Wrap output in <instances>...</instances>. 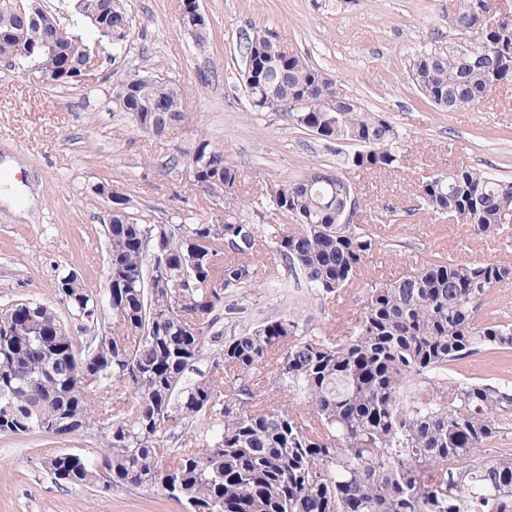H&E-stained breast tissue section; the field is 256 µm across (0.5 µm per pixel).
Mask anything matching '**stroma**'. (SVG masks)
<instances>
[{
    "mask_svg": "<svg viewBox=\"0 0 512 512\" xmlns=\"http://www.w3.org/2000/svg\"><path fill=\"white\" fill-rule=\"evenodd\" d=\"M458 0H199L207 20L204 44L179 24L181 0H122L133 19L121 49L99 39L93 80L63 89L0 62V180L19 187L0 200V305L32 299L54 308L78 347L93 332L55 291L58 272L76 269L88 288L106 285L107 254L100 221L103 200L93 189L112 183L130 197L146 224H204L213 205L187 171L199 140L224 151L240 173L233 215L259 232L282 223L269 193L313 166L335 168L336 156L279 112L251 111L242 82L240 38L254 27L275 32L309 63L400 133L399 170L346 171L361 207L356 223L383 239L350 287L315 295L285 265L258 255V285L242 289L241 313L221 320L225 339L282 313L321 336L345 335L372 282H392L431 256L512 264V223L494 237L475 234L425 210V178L461 166L512 180V85L475 107L444 112L417 92L412 58L444 48L459 33L449 22ZM162 73L184 90L181 123L155 138L136 130L113 101L117 86ZM396 208L394 224L372 220L374 207ZM89 429L67 439L33 432L0 435V512H184L160 490L113 489L109 496L60 486L44 471L59 451H100Z\"/></svg>",
    "mask_w": 512,
    "mask_h": 512,
    "instance_id": "stroma-1",
    "label": "stroma"
}]
</instances>
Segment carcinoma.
Instances as JSON below:
<instances>
[{
    "mask_svg": "<svg viewBox=\"0 0 512 512\" xmlns=\"http://www.w3.org/2000/svg\"><path fill=\"white\" fill-rule=\"evenodd\" d=\"M100 5L113 17L124 13L120 0H75L73 9L88 23ZM498 8V0H460L465 51L453 42L413 59L412 81L436 108L474 106L512 83V31L484 22ZM33 26L61 53L13 37ZM270 35L243 33L242 57L259 55ZM86 45L51 12L0 0V61L9 67L64 87L59 71L79 62ZM323 75L294 52L287 67L267 69L252 96L263 99L276 88L277 105L254 111L288 114L336 153L338 169L311 167L275 189L282 199L276 211L293 228L272 232L268 242L292 274L330 295L356 278L378 246L376 235L355 223L357 212L341 208L356 194L341 169L394 170L402 155L396 127L350 95L328 108ZM137 89L125 111H147L156 135L184 119L183 112L149 111L184 97L173 80L149 79ZM195 151L210 159L199 182L224 203L235 194L236 165L206 140ZM419 194L430 213L466 214L481 235L496 233L512 211V181L469 167L433 174ZM105 235L118 291L109 336L76 353L49 307L27 301L0 308V409L11 407L0 433L23 435L24 423L62 438L96 427L103 439L101 455L46 458L55 483L152 489L156 472L167 471L163 490L190 512H512V448L483 456L512 419V387L451 377L462 360L512 354V321L479 319L491 289L512 281L511 264L430 260L372 286L348 334L336 340L300 338L298 324L282 315L225 342L217 324L237 308L232 296L256 287L249 263L258 252L255 225L230 215L221 224L171 225L130 215ZM107 297L83 290L66 305L89 324L107 311ZM208 350L203 371L198 363ZM273 357L268 385L287 402H259L247 384L224 393L225 371L244 380ZM117 383L131 389L132 403L94 413L96 392ZM201 416L210 420L203 435L185 448L166 447L175 429H189Z\"/></svg>",
    "mask_w": 512,
    "mask_h": 512,
    "instance_id": "obj_1",
    "label": "carcinoma"
}]
</instances>
